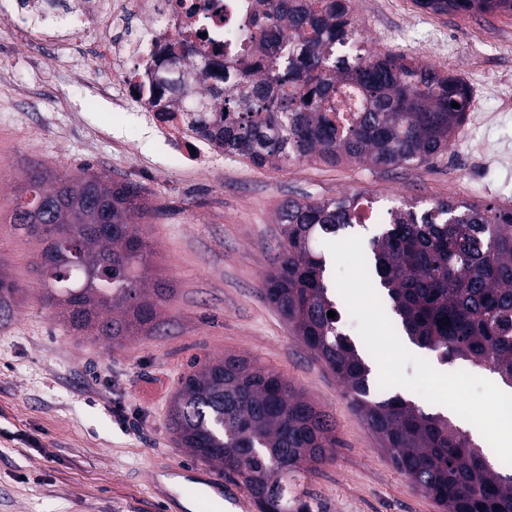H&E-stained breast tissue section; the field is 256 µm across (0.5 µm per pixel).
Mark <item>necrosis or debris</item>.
<instances>
[{"label":"necrosis or debris","mask_w":512,"mask_h":512,"mask_svg":"<svg viewBox=\"0 0 512 512\" xmlns=\"http://www.w3.org/2000/svg\"><path fill=\"white\" fill-rule=\"evenodd\" d=\"M56 8L48 0L44 18H64L83 23L92 18L103 30L124 26L128 15L138 20L134 33L122 39L105 38L96 59H82L79 68L93 69L97 62L112 67L113 107L124 110L136 104L149 132L163 147L168 164L176 169L209 170L215 161L212 147L186 130L178 112H154L148 92L150 75L158 69L161 49L179 40L182 31L194 26L202 15L218 18L224 0H63Z\"/></svg>","instance_id":"1"}]
</instances>
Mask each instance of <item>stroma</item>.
<instances>
[{"label": "stroma", "mask_w": 512, "mask_h": 512, "mask_svg": "<svg viewBox=\"0 0 512 512\" xmlns=\"http://www.w3.org/2000/svg\"><path fill=\"white\" fill-rule=\"evenodd\" d=\"M371 53H411L440 29L443 47L425 61L461 77L482 98L486 121L463 132L432 164L381 167L315 158L259 168L222 156L196 173L168 168L132 112L90 90L108 68L61 79L57 60L95 54L93 29L65 44L39 42L0 16V273L25 290L0 321V512H164L153 476L192 465L169 429L168 410L194 361L227 354L278 372L335 422L336 446L302 488L310 512H441L392 464L336 376L288 328L265 295L277 251V213L286 200L361 194L390 203L478 200L512 208V17L455 13L437 26L411 4L359 20ZM497 89L494 97L485 88ZM74 176L85 167L140 186L157 212L142 223L150 244L146 283L174 290L159 325L118 343L76 336L40 297L39 244L14 230L10 202L28 169Z\"/></svg>", "instance_id": "obj_1"}]
</instances>
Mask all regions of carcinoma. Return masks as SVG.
<instances>
[{
  "mask_svg": "<svg viewBox=\"0 0 512 512\" xmlns=\"http://www.w3.org/2000/svg\"><path fill=\"white\" fill-rule=\"evenodd\" d=\"M438 13L507 14L512 0H433ZM246 37L223 45L201 36L207 22L165 45L158 63L203 64L219 85L192 92L178 83L151 86V104L182 112L176 97L198 101L183 121L224 155L257 167L315 157L377 166L423 165L448 150L472 108L461 79L403 54L353 55L358 30L349 0H256L241 15ZM232 56V73L223 57ZM354 86L366 107L339 127L336 82ZM459 104L454 108L451 103ZM25 196L11 223L41 244L36 270L45 305L77 335L118 342L158 326L173 289L144 285L138 270L150 254L138 220L156 208L139 186L85 170L78 177L39 169L25 175ZM359 195L291 199L279 210L278 253L265 295L315 357L336 374L394 466L442 512H512V474L448 417L413 401L383 397L372 369L340 328L319 239L362 223ZM370 242V262L398 329L441 360L490 369L512 387V210L454 199L392 205ZM53 251L70 261L50 264ZM112 279L86 286L88 274ZM23 289L0 276V319L10 318ZM177 444L241 481L259 512H309L301 476L335 446L328 415L280 374L228 355L194 362L169 409Z\"/></svg>",
  "mask_w": 512,
  "mask_h": 512,
  "instance_id": "cac0c4a2",
  "label": "carcinoma"
}]
</instances>
